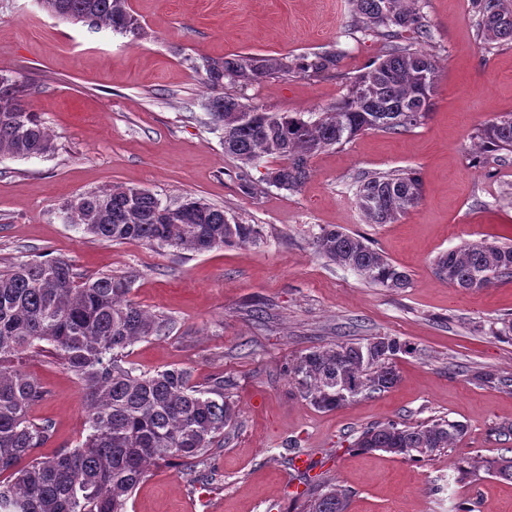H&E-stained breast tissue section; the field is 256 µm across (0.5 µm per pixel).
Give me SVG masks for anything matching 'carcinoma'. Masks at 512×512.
<instances>
[{
  "label": "carcinoma",
  "mask_w": 512,
  "mask_h": 512,
  "mask_svg": "<svg viewBox=\"0 0 512 512\" xmlns=\"http://www.w3.org/2000/svg\"><path fill=\"white\" fill-rule=\"evenodd\" d=\"M350 28L382 42V54L350 81L347 93L311 121L270 112L224 92V84L247 87L291 74L319 76L336 67L334 52L306 56L231 54L203 57L194 65L212 91L206 101L212 123L223 131L224 154L244 165L267 156L276 187L296 192L317 154L351 142L366 131L407 132L423 124L432 101L430 83L439 66L417 48L429 37L417 0H353ZM51 15L91 28L141 38L146 32L128 0H40ZM478 32L486 43L512 38V8L505 0H478ZM18 78L0 75V157H41L57 145ZM420 119L410 120V113ZM480 148L512 153V114L478 129ZM422 181L412 168L372 172L358 179L357 200L370 224H389L415 206ZM65 220L104 243L138 241L159 248L203 253L254 244L257 224L230 221L224 210L197 198L164 204L144 188L113 185L65 205ZM317 252L351 268L379 288L398 291L410 277L361 236L336 226L315 237ZM437 274L464 290L512 278V243L464 242L435 259ZM126 277H80L65 258L18 261L0 270V512H128L135 489L152 465L178 461L187 471L224 438L237 421L236 403L224 395V379L193 380L172 366L153 373L129 361L134 344L165 333L164 316L128 298ZM42 343L80 382L85 398V439L73 448L38 452L52 438L53 422L31 417L44 395L34 376L17 368ZM398 336L346 340L300 354L288 369L300 396L333 411L365 393L392 388L396 360L410 353ZM352 393L336 398V378ZM466 427L435 419L416 425L387 421L361 432L354 446L421 461L460 441ZM482 468L512 481V457L483 461ZM346 493L323 480L310 490L306 512H344Z\"/></svg>",
  "instance_id": "obj_1"
}]
</instances>
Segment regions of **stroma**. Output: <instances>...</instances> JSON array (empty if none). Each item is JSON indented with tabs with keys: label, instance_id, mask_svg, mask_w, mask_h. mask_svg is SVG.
<instances>
[{
	"label": "stroma",
	"instance_id": "1",
	"mask_svg": "<svg viewBox=\"0 0 512 512\" xmlns=\"http://www.w3.org/2000/svg\"><path fill=\"white\" fill-rule=\"evenodd\" d=\"M431 36L421 47L442 69L425 122L402 134L366 132L315 156L297 192L263 182L264 164L241 170L224 153L204 103L210 95L189 61L229 54L311 56L336 51L328 74L286 76L236 88L274 112L322 111L382 44L350 30L351 0H129L144 27L133 39L59 20L39 0H0V74L27 80L30 101L56 136L54 154L0 158V269L66 258L83 277L124 275L131 298L168 315L165 335L136 343L144 370L173 365L204 383L223 377L238 405L192 481L181 466L151 469L128 512H305L310 480L346 489V512H512V482L459 473L462 458L512 451V339L493 336L512 313V280L465 292L437 274L434 258L466 241L512 240V154L480 153L481 125L512 113V40L483 44L474 0H420ZM412 167L420 202L391 224L367 223L356 200L359 173ZM145 188L167 204L201 198L227 217L257 224L258 243L205 253L138 242L108 244L66 224L64 204L111 185ZM367 239L411 278L391 292L328 262L314 247L322 227ZM391 335L412 351L399 380L331 412L302 399L289 362L313 347ZM22 369L38 377L49 418L46 452L86 435L84 395L50 353ZM481 371L498 375L478 380ZM463 423L455 447L414 463L355 448L360 431L388 420ZM297 443L311 460L299 472L282 457Z\"/></svg>",
	"mask_w": 512,
	"mask_h": 512
}]
</instances>
